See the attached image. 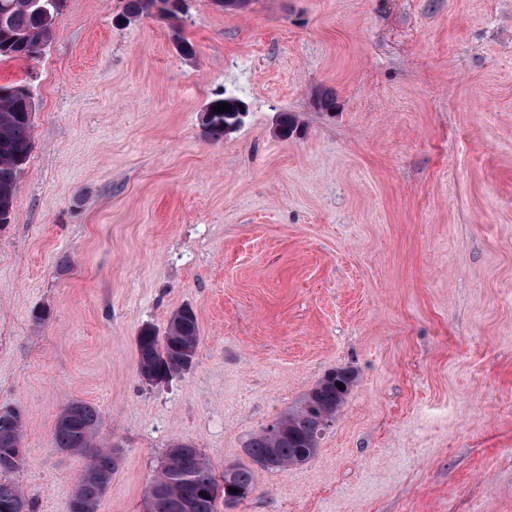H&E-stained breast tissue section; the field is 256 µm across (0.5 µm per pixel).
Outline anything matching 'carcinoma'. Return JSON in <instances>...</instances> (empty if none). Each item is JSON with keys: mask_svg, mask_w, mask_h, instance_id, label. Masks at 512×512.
Instances as JSON below:
<instances>
[{"mask_svg": "<svg viewBox=\"0 0 512 512\" xmlns=\"http://www.w3.org/2000/svg\"><path fill=\"white\" fill-rule=\"evenodd\" d=\"M166 2L125 0L123 16L130 21L148 15L176 18L185 10L183 6L167 8ZM61 4L62 0H0V57L41 55L51 39ZM236 99V95L224 94L208 104L211 119L204 129L209 137H224V121L230 116L228 112H214L213 106ZM33 112L32 97L25 87L0 86V224H9L13 219L17 180L33 149ZM297 130L292 115L279 116L275 129L279 138H291ZM199 340L197 317L190 306L170 317L162 335L149 326L142 328L136 337L142 380L161 384L189 372L195 364ZM354 381L355 373L346 368L325 374L298 407L250 438L244 452L251 465L226 466L220 480L194 445L166 449L160 470L147 485L146 512H221L220 507L236 504L253 492V466L281 470L313 458ZM339 383L344 384V389L337 387ZM101 422L98 409L82 401L67 404L57 416L55 447L87 458L67 512H98L100 500L119 466V449L95 446ZM22 438L20 413L11 408L0 411V512H32L17 484L5 477L23 463Z\"/></svg>", "mask_w": 512, "mask_h": 512, "instance_id": "1", "label": "carcinoma"}]
</instances>
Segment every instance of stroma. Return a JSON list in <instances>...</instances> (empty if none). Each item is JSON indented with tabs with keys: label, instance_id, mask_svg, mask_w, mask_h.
<instances>
[{
	"label": "stroma",
	"instance_id": "35a3bbf8",
	"mask_svg": "<svg viewBox=\"0 0 512 512\" xmlns=\"http://www.w3.org/2000/svg\"><path fill=\"white\" fill-rule=\"evenodd\" d=\"M188 5L121 25L124 0H63L42 55L0 58L35 106L0 226L12 480L67 512L86 460L53 431L82 400L122 449L98 512H144L173 442L222 476L348 368L315 457L231 512H512V0ZM223 92L249 111L215 141ZM185 305L195 365L146 383L135 338ZM220 96H222V97L216 98L208 104V112H210V114H211L210 115L211 119L208 122V124H206L204 126L206 134L215 140L223 138L224 133L226 136V135L236 131L243 124V119L247 115V108H245L242 112H238L235 121L232 124L228 125L224 130L225 119L227 117H229L230 114H233V113L232 112L215 113L213 106H216L217 103L230 104L232 101L241 99V98L236 95H226L225 93L221 94ZM230 107H231V104H230Z\"/></svg>",
	"mask_w": 512,
	"mask_h": 512
}]
</instances>
